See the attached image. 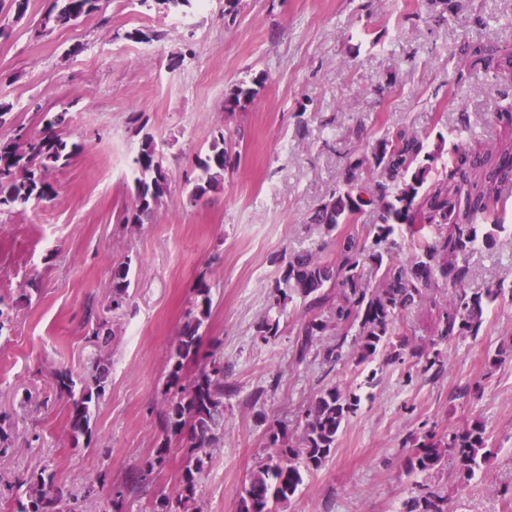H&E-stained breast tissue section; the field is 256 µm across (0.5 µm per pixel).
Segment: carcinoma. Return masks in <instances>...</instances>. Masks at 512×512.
Masks as SVG:
<instances>
[{
  "label": "carcinoma",
  "mask_w": 512,
  "mask_h": 512,
  "mask_svg": "<svg viewBox=\"0 0 512 512\" xmlns=\"http://www.w3.org/2000/svg\"><path fill=\"white\" fill-rule=\"evenodd\" d=\"M98 11V0H54L42 15V30L76 25L83 17ZM458 54L469 66H494L493 50L469 41ZM264 80L252 85L239 83L226 91L224 111L243 110L253 101ZM65 122L60 113L49 121L44 134L18 129L15 136L0 141V211L24 207L33 200H51L57 194L52 173L67 166L80 153L82 145L69 141L53 128ZM445 147L439 138L429 149L427 138L403 129L348 158L343 173L344 191L332 192L310 216V223L326 234L348 224L358 214L369 212L372 222L362 241L346 235L336 238V261L327 262L313 250H303L281 259L282 273L273 285L269 309L256 324V333L269 342L280 336V314L299 298L306 302L307 317L298 332V357L304 358L315 341L324 336L336 342L324 348L325 364L333 367L349 346L356 364L383 358L386 363L409 356L422 360L425 370L442 366L440 352H428L401 330L399 315L423 304L436 302L437 294L448 291L438 304V336L450 341L460 336H478L486 306L504 295L496 286L482 293L466 289L470 268L468 256L479 247L495 244L506 203L494 190L468 196L459 203L448 196V183L475 165L471 156L452 144L448 170L438 171L435 162ZM232 153L224 132L215 135L204 156L197 159L199 173L189 191L197 200L220 191L224 174L231 167ZM138 176L131 215L124 224H142L156 214L170 195L169 176L157 153L153 136L144 134L134 160ZM512 175V151L504 153L485 173L491 182ZM407 227L408 258L395 252L402 244L395 238L398 227ZM129 264L118 266L112 275V309L123 307L131 286ZM211 284L200 280L195 301L181 325L170 357L167 385L175 392L167 396L159 412L162 435L152 461L139 467L112 487L111 512H124L131 495L148 492L155 467L164 465L172 440L179 441L183 464L177 491L156 497L151 512H193L198 481L212 461V451L224 442V396L230 391L224 383V354L214 348L207 365L190 377L183 370L199 354L203 330L211 317ZM108 321L91 327L87 339L98 350L112 342ZM59 394L70 400L69 422L74 443L89 436L90 423L99 399L109 382V367L100 356L88 376L76 383L67 370L55 376ZM360 396L337 386L318 392L305 410L300 434L292 438L275 427L268 437L275 454L256 466L244 481L239 512H278L297 493L303 472L325 465L336 447L342 425L357 414ZM11 414L0 411V457L12 445L8 430ZM494 457L484 426L475 421L446 435H422L406 459L410 473L438 471L450 465L455 479L468 483L476 471L488 466ZM23 490L16 512H79L78 496L54 483L46 470L17 479ZM402 512H448V496L429 484L415 485L403 503Z\"/></svg>",
  "instance_id": "cac0c4a2"
}]
</instances>
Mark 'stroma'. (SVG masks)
<instances>
[{
    "label": "stroma",
    "instance_id": "35a3bbf8",
    "mask_svg": "<svg viewBox=\"0 0 512 512\" xmlns=\"http://www.w3.org/2000/svg\"><path fill=\"white\" fill-rule=\"evenodd\" d=\"M458 3L439 25V0H240L232 19L224 0L184 14L107 0L75 27L42 36L35 26L51 0H29L19 21L0 12V98L13 105L0 137L18 126L40 131L45 114L62 112L65 136L82 146L54 172V199L0 212V311L10 320L0 334V410L15 422L0 459V512L16 510V476L43 469L76 490L103 479L86 503L103 512L112 484L154 456L175 336L202 276L211 317L186 371L220 347L236 394L224 402V446L197 486L201 512H238L247 475L271 453L270 425L295 430L312 397L333 385L355 391L360 408L283 512H400L422 482L443 488L448 512H512V300L489 306L478 336L440 344L444 362L428 371L411 359L359 366L349 357L330 370L314 349L299 358L297 300L277 340L255 333L281 257L314 249L332 261L336 235L365 237L366 212L333 236L309 226L363 143L410 129L433 146L466 112L461 139L471 156L512 144V126L497 119L512 102V69L463 73L453 55L465 40L512 53V0ZM258 75L265 81L252 103L225 111V92ZM134 112L170 177L169 197L138 227L121 221L135 191ZM219 130L238 164L223 190L189 204L196 159ZM499 192L505 230L494 248L470 255L472 292L512 287V180ZM124 262L130 299L112 316L109 385L91 438L76 444L54 375L87 374L96 357L87 313L107 303L112 268ZM476 420L499 453L468 486L449 468L407 472L415 438Z\"/></svg>",
    "mask_w": 512,
    "mask_h": 512
}]
</instances>
